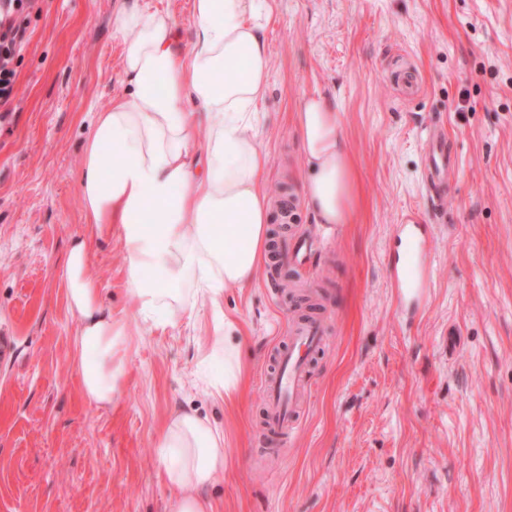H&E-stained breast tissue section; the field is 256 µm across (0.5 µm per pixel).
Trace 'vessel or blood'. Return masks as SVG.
I'll list each match as a JSON object with an SVG mask.
<instances>
[{
    "label": "vessel or blood",
    "mask_w": 512,
    "mask_h": 512,
    "mask_svg": "<svg viewBox=\"0 0 512 512\" xmlns=\"http://www.w3.org/2000/svg\"><path fill=\"white\" fill-rule=\"evenodd\" d=\"M424 174L434 200H441L448 188L451 156L448 136L443 124H433L427 133ZM401 237L409 245L405 264L395 266L391 275L402 304H416L423 298L427 282L422 275L426 263L425 243L429 227L425 224L399 225ZM326 332L323 320L306 314L294 320L290 340L280 355L277 373L263 386L267 426L270 431L287 435L292 426L296 406L307 387V376L313 354L321 346Z\"/></svg>",
    "instance_id": "1"
}]
</instances>
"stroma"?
Segmentation results:
<instances>
[{
  "mask_svg": "<svg viewBox=\"0 0 512 512\" xmlns=\"http://www.w3.org/2000/svg\"><path fill=\"white\" fill-rule=\"evenodd\" d=\"M122 2L37 0L0 112V331L15 340L0 365V512H172L155 444L178 409L224 433L219 512H512V0H275L255 132L268 187L294 197L276 227L301 244L288 269L327 327L283 443L264 430L262 382L304 298L264 267L161 328L126 291L120 241L95 242L89 272L127 326L129 362L111 407L81 391L58 270L84 231L92 117L124 91ZM402 66L420 78L410 96L389 76ZM310 94L336 110L354 166V221L331 230L302 199L295 115ZM434 119L455 167L437 211L423 178ZM409 214L432 227L428 301L411 317L390 276ZM227 322L245 374L228 403L206 382Z\"/></svg>",
  "mask_w": 512,
  "mask_h": 512,
  "instance_id": "obj_1",
  "label": "stroma"
}]
</instances>
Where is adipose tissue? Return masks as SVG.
I'll list each match as a JSON object with an SVG mask.
<instances>
[{
  "mask_svg": "<svg viewBox=\"0 0 512 512\" xmlns=\"http://www.w3.org/2000/svg\"><path fill=\"white\" fill-rule=\"evenodd\" d=\"M274 0H193V48L182 53L173 16L127 0L113 19L125 43L124 94L95 113L80 190L87 232L60 276L75 320L71 349L83 394L111 406L125 374L126 329L88 273V243L118 234L128 293L157 326L219 307L228 286L250 287L269 256L278 211L266 188L267 152L253 130L271 70L264 31ZM305 201L319 223H348L353 174L337 112L307 97L298 114ZM204 140H197V130ZM213 351L216 393L232 396L242 366L232 323ZM174 512H215L207 489L224 474V434L193 410L173 412L156 445Z\"/></svg>",
  "mask_w": 512,
  "mask_h": 512,
  "instance_id": "adipose-tissue-1",
  "label": "adipose tissue"
}]
</instances>
